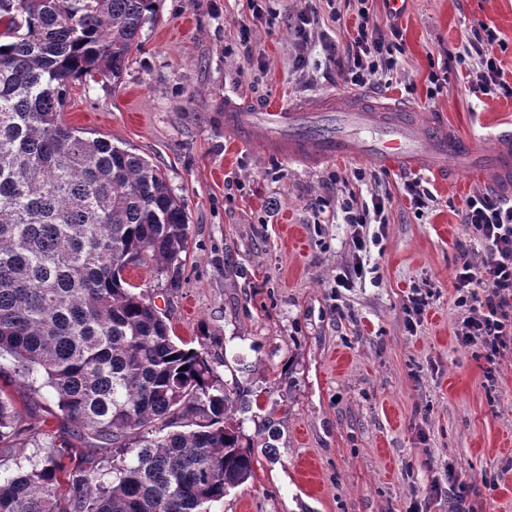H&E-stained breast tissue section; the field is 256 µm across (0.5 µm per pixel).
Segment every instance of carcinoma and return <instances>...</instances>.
<instances>
[{"mask_svg": "<svg viewBox=\"0 0 512 512\" xmlns=\"http://www.w3.org/2000/svg\"><path fill=\"white\" fill-rule=\"evenodd\" d=\"M156 0H0V361L42 380L61 416L32 425L0 395V512H208L254 471L236 413L251 400L176 342L125 279L154 263L176 282L184 199L145 157L63 118L75 80L118 81Z\"/></svg>", "mask_w": 512, "mask_h": 512, "instance_id": "1", "label": "carcinoma"}]
</instances>
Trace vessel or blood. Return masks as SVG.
Returning <instances> with one entry per match:
<instances>
[{
    "label": "vessel or blood",
    "mask_w": 512,
    "mask_h": 512,
    "mask_svg": "<svg viewBox=\"0 0 512 512\" xmlns=\"http://www.w3.org/2000/svg\"><path fill=\"white\" fill-rule=\"evenodd\" d=\"M270 134L266 154L306 165L338 156H368L387 167L409 165L448 178V163L462 164L477 180L512 199V129L485 138L443 128L440 115L429 113L415 123L400 103L365 107L360 96H324L299 101L256 116L241 104L224 107V125L253 140L257 122Z\"/></svg>",
    "instance_id": "obj_1"
}]
</instances>
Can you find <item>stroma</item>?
Wrapping results in <instances>:
<instances>
[{
	"mask_svg": "<svg viewBox=\"0 0 512 512\" xmlns=\"http://www.w3.org/2000/svg\"><path fill=\"white\" fill-rule=\"evenodd\" d=\"M267 5L275 19L254 24L243 47L246 0H157L121 81L73 82L63 112L69 125L151 160L185 199L189 249L178 282L152 265L126 278L225 380L259 395L246 434L267 422L277 430L273 447L256 448L253 478L211 512H408L414 502L448 512L452 473L470 485L477 512H512V349L490 382L479 349L452 330L462 315L457 244L467 238L458 211L481 184L464 173L430 182L436 201L419 214L395 169L346 157L306 167L238 143L224 129L225 101L285 105L347 92L322 49L353 24L347 0H318L301 69L290 25L302 0ZM374 7L404 44L382 101L441 114L451 131L488 136L512 125V100L475 98L454 79L431 99L426 81L480 20L496 26L511 71L512 0ZM358 170L364 180H353ZM337 174L358 200L390 196L386 224L368 227L379 235L368 246L370 273L341 291L336 273L352 261L354 229L338 221ZM415 288L431 299L411 331L404 305Z\"/></svg>",
	"mask_w": 512,
	"mask_h": 512,
	"instance_id": "stroma-1",
	"label": "stroma"
}]
</instances>
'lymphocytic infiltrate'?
I'll list each match as a JSON object with an SVG mask.
<instances>
[{"instance_id":"1","label":"lymphocytic infiltrate","mask_w":512,"mask_h":512,"mask_svg":"<svg viewBox=\"0 0 512 512\" xmlns=\"http://www.w3.org/2000/svg\"><path fill=\"white\" fill-rule=\"evenodd\" d=\"M371 0H355V22L345 41L324 44L337 84L349 89L390 88L400 71L403 35L396 25L378 23ZM501 39L496 27L481 21L464 36L463 55L474 61L467 75L468 92L474 97L512 98V78L507 77L495 53ZM386 199L372 197L370 202L342 198L340 210L344 223L356 227L352 239L355 261L336 275V285L351 287L364 274L363 252L368 241L363 229L369 224L385 223ZM468 244L455 271L456 304L463 308L455 334L462 344L480 346L488 362L512 343V201L473 191L460 211Z\"/></svg>"}]
</instances>
